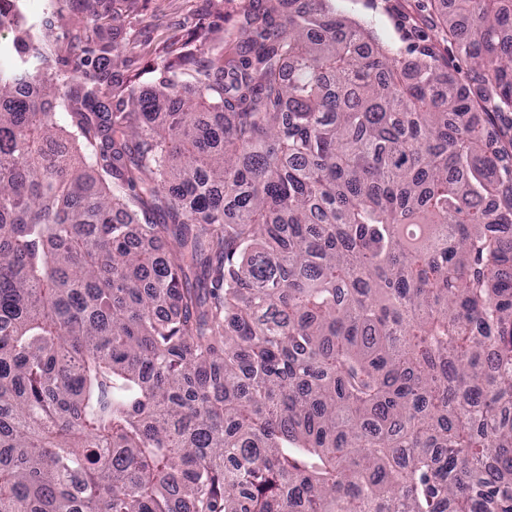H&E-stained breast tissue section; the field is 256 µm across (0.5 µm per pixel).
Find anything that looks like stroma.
Instances as JSON below:
<instances>
[{
    "label": "stroma",
    "instance_id": "1",
    "mask_svg": "<svg viewBox=\"0 0 512 512\" xmlns=\"http://www.w3.org/2000/svg\"><path fill=\"white\" fill-rule=\"evenodd\" d=\"M103 25L120 27L122 61L114 80L133 76L140 91L149 92L159 78L162 60L191 49L201 65H209L217 49L239 32L252 0H95ZM83 0H21L23 21L45 27L49 41L44 49L71 58L80 49L70 24ZM336 12L367 25L383 43L409 51L430 43L460 72L469 60L454 44L443 39L439 15L429 0H331Z\"/></svg>",
    "mask_w": 512,
    "mask_h": 512
}]
</instances>
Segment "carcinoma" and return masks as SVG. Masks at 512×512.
Listing matches in <instances>:
<instances>
[{"label": "carcinoma", "mask_w": 512, "mask_h": 512, "mask_svg": "<svg viewBox=\"0 0 512 512\" xmlns=\"http://www.w3.org/2000/svg\"><path fill=\"white\" fill-rule=\"evenodd\" d=\"M276 13L188 91L0 64V512H512V8L464 78Z\"/></svg>", "instance_id": "obj_1"}]
</instances>
